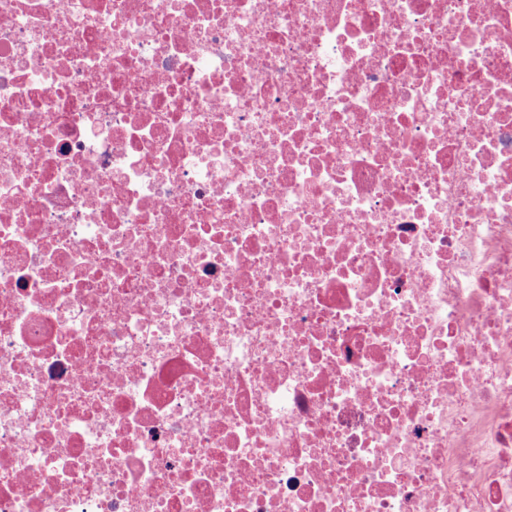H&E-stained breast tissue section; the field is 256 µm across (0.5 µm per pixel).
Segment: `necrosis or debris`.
Masks as SVG:
<instances>
[{
  "mask_svg": "<svg viewBox=\"0 0 512 512\" xmlns=\"http://www.w3.org/2000/svg\"><path fill=\"white\" fill-rule=\"evenodd\" d=\"M0 512H512V0H0Z\"/></svg>",
  "mask_w": 512,
  "mask_h": 512,
  "instance_id": "1",
  "label": "necrosis or debris"
}]
</instances>
